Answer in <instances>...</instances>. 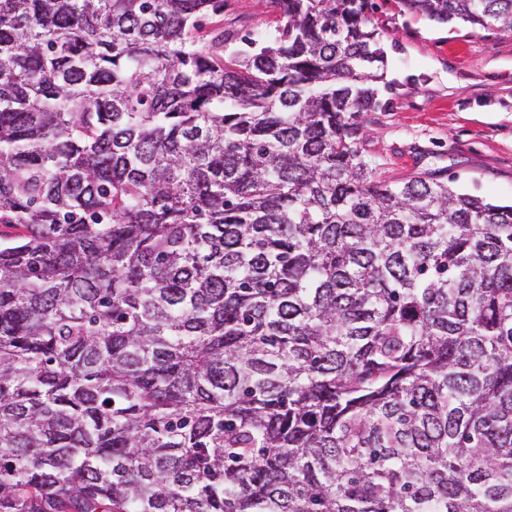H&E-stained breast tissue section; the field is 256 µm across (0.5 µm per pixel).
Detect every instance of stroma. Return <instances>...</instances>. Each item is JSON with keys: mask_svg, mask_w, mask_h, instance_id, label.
<instances>
[{"mask_svg": "<svg viewBox=\"0 0 512 512\" xmlns=\"http://www.w3.org/2000/svg\"><path fill=\"white\" fill-rule=\"evenodd\" d=\"M371 21L387 53L376 82L380 106L365 114L364 149L390 178L440 177L471 193L512 202V34L456 21L438 24L374 0ZM274 0H224L207 15L212 33L274 30Z\"/></svg>", "mask_w": 512, "mask_h": 512, "instance_id": "1", "label": "stroma"}]
</instances>
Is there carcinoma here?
I'll return each instance as SVG.
<instances>
[{"mask_svg":"<svg viewBox=\"0 0 512 512\" xmlns=\"http://www.w3.org/2000/svg\"><path fill=\"white\" fill-rule=\"evenodd\" d=\"M275 2L0 0V512H512V205L364 153L370 0ZM199 37L208 43L212 33H239L258 35L259 30H274L284 24L276 3L271 0H224V11L208 14L202 21Z\"/></svg>","mask_w":512,"mask_h":512,"instance_id":"carcinoma-1","label":"carcinoma"}]
</instances>
